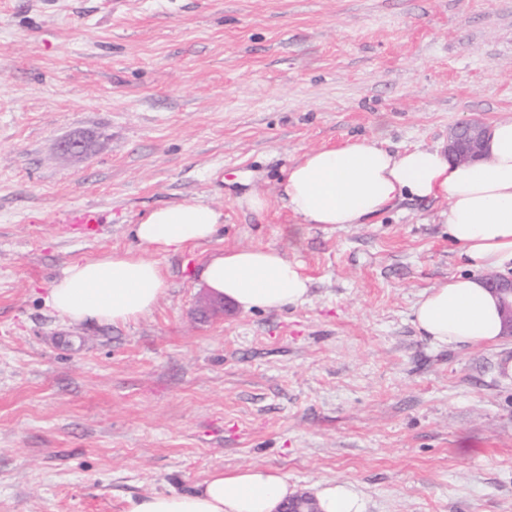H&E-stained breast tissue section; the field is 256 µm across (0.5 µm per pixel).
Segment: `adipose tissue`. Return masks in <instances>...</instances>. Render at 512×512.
<instances>
[{"label":"adipose tissue","mask_w":512,"mask_h":512,"mask_svg":"<svg viewBox=\"0 0 512 512\" xmlns=\"http://www.w3.org/2000/svg\"><path fill=\"white\" fill-rule=\"evenodd\" d=\"M279 191L301 224L336 229L369 224L406 199L441 200L448 238L467 273L423 291L414 324L441 347H472L503 336L500 299L488 273L512 269V118L495 121L484 155L455 162L421 144L390 150L375 139L304 151L288 166ZM224 214L210 205L178 203L154 209L128 233L136 249L70 264L53 282L47 304L73 323L128 324L151 313L166 291L158 264L145 250L178 252L211 240ZM202 278L211 291L244 311L303 304L310 279L302 265L271 247H236L209 256ZM294 494L261 465L215 471L186 493L129 499L125 512H277Z\"/></svg>","instance_id":"obj_1"}]
</instances>
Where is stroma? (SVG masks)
I'll return each mask as SVG.
<instances>
[{"label": "stroma", "instance_id": "35a3bbf8", "mask_svg": "<svg viewBox=\"0 0 512 512\" xmlns=\"http://www.w3.org/2000/svg\"><path fill=\"white\" fill-rule=\"evenodd\" d=\"M507 118L512 0H0V512H124L254 464L349 484L363 512H512V336L451 349L412 322L462 270L444 204L331 230L276 191L311 148ZM77 135L86 153L58 156ZM184 202L224 223L157 254L150 314L45 305L69 264ZM82 205L99 227L57 223ZM237 246L301 262L306 302L196 320L204 261Z\"/></svg>", "mask_w": 512, "mask_h": 512}]
</instances>
